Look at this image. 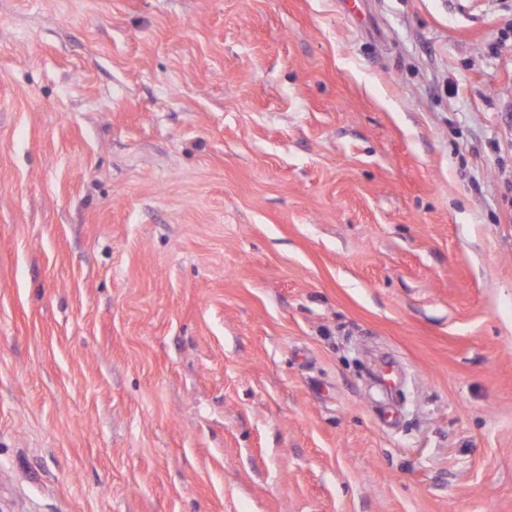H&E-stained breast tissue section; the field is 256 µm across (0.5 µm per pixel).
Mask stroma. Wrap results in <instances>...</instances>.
<instances>
[{"label": "stroma", "mask_w": 512, "mask_h": 512, "mask_svg": "<svg viewBox=\"0 0 512 512\" xmlns=\"http://www.w3.org/2000/svg\"><path fill=\"white\" fill-rule=\"evenodd\" d=\"M367 9L0 0V512H512V0Z\"/></svg>", "instance_id": "obj_1"}]
</instances>
